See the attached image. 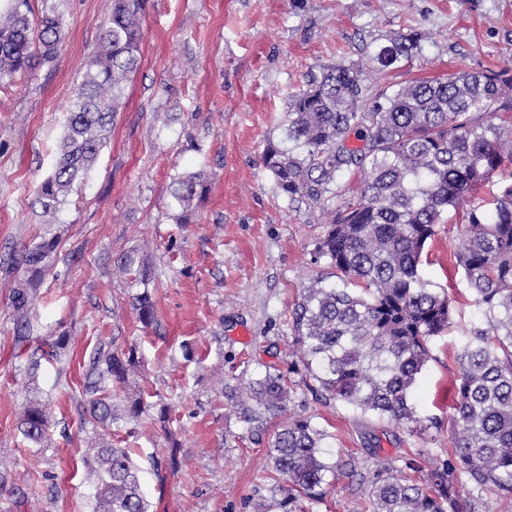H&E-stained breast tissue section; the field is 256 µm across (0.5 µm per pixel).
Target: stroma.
Returning <instances> with one entry per match:
<instances>
[{
	"instance_id": "stroma-1",
	"label": "stroma",
	"mask_w": 512,
	"mask_h": 512,
	"mask_svg": "<svg viewBox=\"0 0 512 512\" xmlns=\"http://www.w3.org/2000/svg\"><path fill=\"white\" fill-rule=\"evenodd\" d=\"M112 3L64 0L54 64L0 85V258L45 231L31 201L54 165L69 93ZM411 28L424 36L421 53L374 73L371 92L512 59V0H148L123 108L90 179L52 227L58 262L29 307L27 341L14 332L15 278L0 273V512H91L81 456L92 433L80 426L78 386L102 340L138 342L134 389L169 406L180 443L176 473L141 474L150 512H254L266 494L268 440L251 437L221 389L287 357L288 311L329 271L311 261L324 225L277 195L261 153L279 138L288 97L314 66L344 58L372 71L377 40ZM194 172L204 173L207 190L184 214L170 187ZM464 238L462 213H448L423 253V276L447 290L455 315L433 339L415 388L419 424L397 427L305 391L293 395L291 409L332 434L334 460L356 459L365 478L381 461L413 458L428 470L448 457L455 354L478 319L454 267ZM143 290L155 296L148 328L131 302ZM59 334L69 338L67 354L38 376L51 428L36 450L16 428L25 364L42 338Z\"/></svg>"
}]
</instances>
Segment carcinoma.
Returning <instances> with one entry per match:
<instances>
[{"mask_svg":"<svg viewBox=\"0 0 512 512\" xmlns=\"http://www.w3.org/2000/svg\"><path fill=\"white\" fill-rule=\"evenodd\" d=\"M146 2L115 0L99 49L72 91L55 165L33 201L49 224L88 177L109 137L139 63L138 17ZM62 41L57 3L43 0L35 17L31 0H10L7 13L0 14V83L53 64ZM421 41L417 31L387 36L372 56L373 70L411 61ZM511 110L508 62L497 69L410 79L369 100L362 70L340 60L316 66L306 87L291 96L281 138L268 140L261 161L289 205L325 215L314 263L326 261L335 281L314 280L291 308L288 370L270 366L223 391L248 429L273 428L264 466L271 500L256 503L255 512H305L303 503L322 501L328 477L339 469L359 476L355 461H332L331 435L314 416L289 410L291 375H300L317 399L342 402L395 425L418 422L412 392L432 359V340L448 332L454 314L448 293L423 277L422 255L443 215L466 204V240L456 265L479 320L457 349L460 378L448 459L420 480L403 474L405 468L418 471L412 458L401 467L381 465L365 490L362 510L475 512L462 494L471 485L495 487L499 512H512V173L494 195L492 209L467 203L470 192L512 167V124L496 123L500 112ZM346 172L358 176V189L342 186ZM205 190L202 175L192 173L173 182L171 197L185 213ZM336 201L338 206L329 207ZM59 244V236L47 230L0 263L5 271L23 270L11 297L21 340L29 338L28 307L56 266ZM132 304L142 326L150 327L152 294L145 289L133 295ZM67 346L60 335L38 347L41 354L27 360V393L38 390L41 362L59 363ZM139 365L136 344L115 348L101 342L79 386L82 421L96 439L82 459L94 478L91 512H150L132 449L114 447L109 437L117 422L129 425L132 437L156 411L154 421L171 450L164 459L151 455L146 461L156 471L180 467L166 426L169 408L140 396L114 401ZM17 428L32 447H44L50 421L40 401L28 399Z\"/></svg>","mask_w":512,"mask_h":512,"instance_id":"cac0c4a2","label":"carcinoma"}]
</instances>
